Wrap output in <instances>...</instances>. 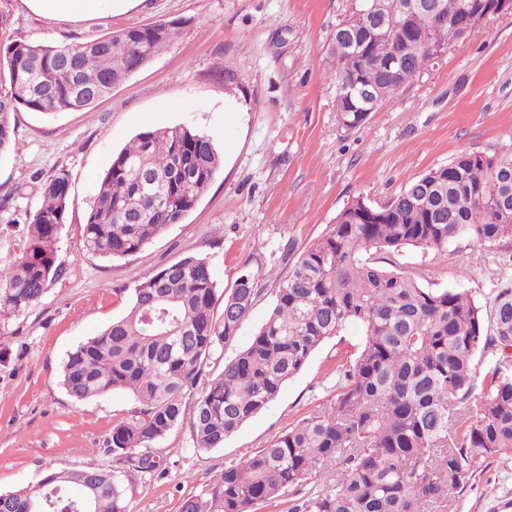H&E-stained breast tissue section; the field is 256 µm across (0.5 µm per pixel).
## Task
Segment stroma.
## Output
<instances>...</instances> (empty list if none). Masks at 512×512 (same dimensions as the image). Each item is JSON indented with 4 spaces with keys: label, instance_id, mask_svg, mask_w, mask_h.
<instances>
[{
    "label": "stroma",
    "instance_id": "stroma-1",
    "mask_svg": "<svg viewBox=\"0 0 512 512\" xmlns=\"http://www.w3.org/2000/svg\"><path fill=\"white\" fill-rule=\"evenodd\" d=\"M347 0H139L134 8L81 23L56 22L23 0H0V46L83 43L132 26L181 21L176 38L112 94L80 112L25 110L11 119V148L0 154V267L27 247L23 219L41 204L55 170L71 177L58 240L62 275L40 301L0 315V491L33 487L46 467L112 466L105 441L136 402L125 391L82 402L60 383L69 351L127 309L135 288L189 255L207 257L218 294L240 271L260 275L261 294L223 357L252 340L276 286L288 272L285 245L302 249L324 234L355 197L381 204L461 152L512 145V15L489 20L453 45L423 78L369 116L357 132L336 123L335 87L322 76L331 29ZM188 126L211 137L224 165L181 223L139 253L103 258L82 249L84 225L102 174L138 133ZM512 240L498 253L461 239L447 257L413 247L390 256L427 288H463L483 311L512 286ZM363 336L345 327L312 354L276 402L242 425L223 447L197 451L189 426L159 447L161 466L139 479L131 512H178L225 464L264 446L330 397L336 364ZM453 512H512V456L469 477Z\"/></svg>",
    "mask_w": 512,
    "mask_h": 512
}]
</instances>
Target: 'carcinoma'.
Wrapping results in <instances>:
<instances>
[{
	"label": "carcinoma",
	"instance_id": "cac0c4a2",
	"mask_svg": "<svg viewBox=\"0 0 512 512\" xmlns=\"http://www.w3.org/2000/svg\"><path fill=\"white\" fill-rule=\"evenodd\" d=\"M326 45L323 77L336 84L349 65L350 31L370 62L357 72L373 107L423 77L429 63L472 35L468 18L488 0H353ZM455 19L439 25L438 13ZM180 22L130 27L78 45L3 47L0 154L10 148L19 109L56 113L91 108L147 63ZM336 121L356 131L368 118L355 96L336 94ZM210 137L186 126L149 129L113 156L101 177L82 249L106 258L137 254L180 223L223 168ZM68 171L42 185L29 216L27 250L0 269V315L39 301L62 273L57 243L69 203ZM468 238L512 239V145L462 152L382 204L355 197L318 239L301 249L276 288L250 344L206 377L232 343L261 293L243 269L215 313L207 258L186 256L134 289L126 312L71 350L60 382L80 402L114 391L137 407L112 427V469L46 467L31 488L0 492L4 512H128L136 477L154 471L157 445L188 423L194 447H224L246 421L268 409L313 352L348 325L364 336L336 367V393L240 461L224 465L205 493L178 512H259L288 498L287 512H450L469 476L512 453V287L494 297L490 325L461 289L424 288L373 255L411 246L448 253ZM505 356L486 389L470 399L474 357Z\"/></svg>",
	"mask_w": 512,
	"mask_h": 512
}]
</instances>
